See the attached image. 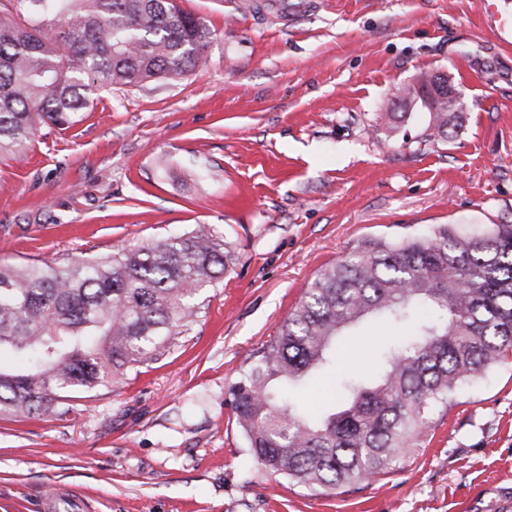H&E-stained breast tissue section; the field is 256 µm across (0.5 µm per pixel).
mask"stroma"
Masks as SVG:
<instances>
[{"instance_id":"obj_1","label":"stroma","mask_w":512,"mask_h":512,"mask_svg":"<svg viewBox=\"0 0 512 512\" xmlns=\"http://www.w3.org/2000/svg\"><path fill=\"white\" fill-rule=\"evenodd\" d=\"M210 29L184 80L101 92L70 131L0 156V263L64 268L205 224L231 262L162 360L64 420L0 417V512L64 485L93 512H501L512 501V359L349 490L309 488L248 452L227 387L325 265L367 238L512 224V52L480 0H179ZM442 73L467 101L448 136L402 88ZM366 325L340 369L410 334Z\"/></svg>"}]
</instances>
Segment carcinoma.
<instances>
[{"instance_id": "obj_1", "label": "carcinoma", "mask_w": 512, "mask_h": 512, "mask_svg": "<svg viewBox=\"0 0 512 512\" xmlns=\"http://www.w3.org/2000/svg\"><path fill=\"white\" fill-rule=\"evenodd\" d=\"M210 31L178 0H7L0 3V155L22 156L37 125L61 131L98 91L178 83L205 63ZM432 74L401 90L415 106ZM429 113L448 137L451 98ZM224 242L205 226L117 246L65 269L0 264V416L74 412L71 399L164 357L186 332L197 292L224 276ZM373 318L414 322L376 348L378 373L350 371L339 406L311 412L286 393L336 366L337 336ZM512 354V224L472 233L439 224L405 240L362 241L323 267L228 393L251 455L299 485L336 490L375 478L450 407L458 386Z\"/></svg>"}]
</instances>
